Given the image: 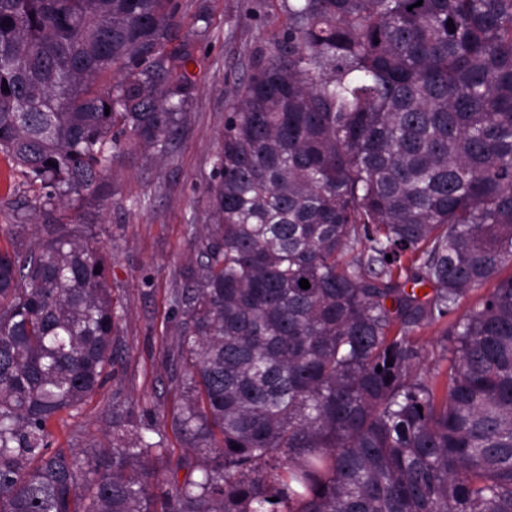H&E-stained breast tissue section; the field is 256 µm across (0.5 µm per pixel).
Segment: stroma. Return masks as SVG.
Segmentation results:
<instances>
[{
	"instance_id": "stroma-1",
	"label": "stroma",
	"mask_w": 512,
	"mask_h": 512,
	"mask_svg": "<svg viewBox=\"0 0 512 512\" xmlns=\"http://www.w3.org/2000/svg\"><path fill=\"white\" fill-rule=\"evenodd\" d=\"M179 37L189 43L187 74L196 93L187 117L163 157L125 147L104 173L106 188L74 208H18L28 194L22 176L0 153V250L25 251L47 224H72L102 244L120 318L107 384L80 411L61 414L54 445L79 455L111 445L105 417L129 419L143 434H164L165 457L155 464L193 459L170 427L181 403L175 389L185 372L177 356L182 318L171 303L194 267L202 224L208 223L210 187L224 133V114L250 56L272 51L288 22V0H181Z\"/></svg>"
}]
</instances>
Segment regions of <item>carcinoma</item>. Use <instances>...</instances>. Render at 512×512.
<instances>
[{
  "instance_id": "cac0c4a2",
  "label": "carcinoma",
  "mask_w": 512,
  "mask_h": 512,
  "mask_svg": "<svg viewBox=\"0 0 512 512\" xmlns=\"http://www.w3.org/2000/svg\"><path fill=\"white\" fill-rule=\"evenodd\" d=\"M417 2L291 0L252 55L172 293L198 461L170 488L163 433L113 414L111 453L49 451L112 366L103 246L55 224L0 252V512H512V0ZM177 9L0 0V152L38 205L95 193L119 135L166 151ZM443 325H433L417 330L415 338L417 342L425 349V358L422 365V371H432L435 367H445L448 362L445 360L440 338L443 331Z\"/></svg>"
}]
</instances>
